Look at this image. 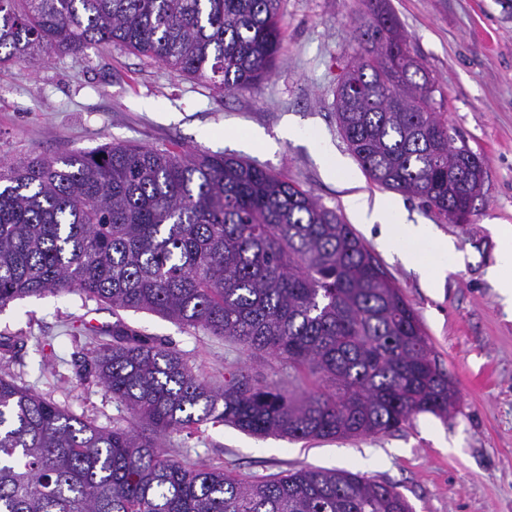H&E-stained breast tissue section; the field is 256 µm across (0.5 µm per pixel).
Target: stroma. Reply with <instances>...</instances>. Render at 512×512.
<instances>
[{"label": "stroma", "instance_id": "stroma-1", "mask_svg": "<svg viewBox=\"0 0 512 512\" xmlns=\"http://www.w3.org/2000/svg\"><path fill=\"white\" fill-rule=\"evenodd\" d=\"M414 54L439 82L449 131L484 161L485 182L469 221L455 224L419 199L397 194L406 223L431 224L464 256L435 284L379 249L350 196L388 197L351 155L336 123V86L352 60L363 0H283V50L271 78L252 92L222 93L123 46L0 66V162L54 158L122 142L232 154L279 173L353 225L416 310L434 357L459 391L448 417L415 415L400 430L348 440L257 437L226 425L170 433L167 452L209 459L243 477L301 468L346 469L396 485L413 512H512V310L486 279L500 225H512V0H390ZM299 135L283 138L286 127ZM330 145L342 174L317 156ZM175 346L219 387L245 371L301 393L281 360L251 358L238 345L146 311L113 315L79 293L10 303L0 335L27 337L8 364L18 383L102 426L128 412L90 371L93 330L116 319Z\"/></svg>", "mask_w": 512, "mask_h": 512}]
</instances>
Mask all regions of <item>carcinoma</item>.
<instances>
[{"label":"carcinoma","instance_id":"cac0c4a2","mask_svg":"<svg viewBox=\"0 0 512 512\" xmlns=\"http://www.w3.org/2000/svg\"><path fill=\"white\" fill-rule=\"evenodd\" d=\"M282 0H0V64L117 42L227 92L272 73ZM336 120L371 181L446 219L468 205L481 158L448 148L440 91L408 74L388 0H366ZM364 240L308 191L247 160L105 143L0 163V310L80 292L279 358L295 398L244 373L215 389L176 348L120 320L91 368L136 420L100 426L0 372V512H412L397 487L344 469L243 478L164 455L208 423L256 436L347 440L457 389L416 312Z\"/></svg>","mask_w":512,"mask_h":512}]
</instances>
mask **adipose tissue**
<instances>
[{
	"label": "adipose tissue",
	"instance_id": "adipose-tissue-1",
	"mask_svg": "<svg viewBox=\"0 0 512 512\" xmlns=\"http://www.w3.org/2000/svg\"><path fill=\"white\" fill-rule=\"evenodd\" d=\"M348 205L360 223L378 226L377 242L382 249L395 254L404 264L420 269L426 282H433L434 274L430 267L422 264L417 251L419 245H432L452 261L458 257L454 244L437 236L431 225L403 223L400 208L395 201L379 198L370 203L362 197L353 196L349 198ZM487 276L504 303L512 306L511 226L499 230L496 263L489 269Z\"/></svg>",
	"mask_w": 512,
	"mask_h": 512
}]
</instances>
